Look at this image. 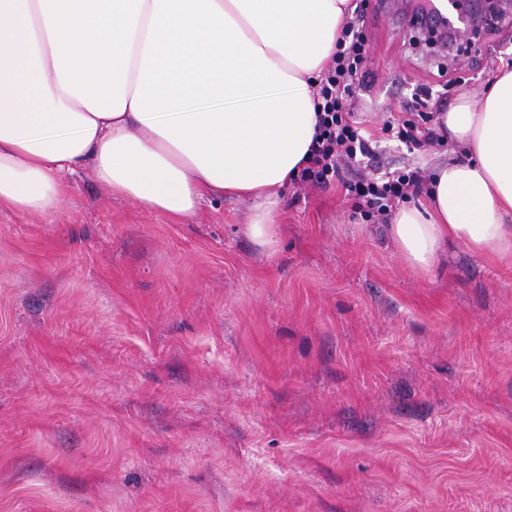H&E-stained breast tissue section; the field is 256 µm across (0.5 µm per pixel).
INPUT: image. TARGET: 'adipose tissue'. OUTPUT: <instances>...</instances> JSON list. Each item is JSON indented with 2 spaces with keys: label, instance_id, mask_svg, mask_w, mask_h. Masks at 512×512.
Returning <instances> with one entry per match:
<instances>
[{
  "label": "adipose tissue",
  "instance_id": "ef3b65f1",
  "mask_svg": "<svg viewBox=\"0 0 512 512\" xmlns=\"http://www.w3.org/2000/svg\"><path fill=\"white\" fill-rule=\"evenodd\" d=\"M350 0H0V207L53 213L68 175L190 219L249 197L271 244L273 205L308 165L311 85ZM469 153L440 165L426 208L397 209V254L433 277L450 246L512 258V71L437 120Z\"/></svg>",
  "mask_w": 512,
  "mask_h": 512
}]
</instances>
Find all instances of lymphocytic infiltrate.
<instances>
[{"mask_svg": "<svg viewBox=\"0 0 512 512\" xmlns=\"http://www.w3.org/2000/svg\"><path fill=\"white\" fill-rule=\"evenodd\" d=\"M368 7L369 0H360L336 42L330 66L317 84V133L301 177L318 185L338 180L349 195L360 201L364 220L385 224L396 203L422 192L432 174L407 165L377 175L357 166L359 158L375 155L370 138L355 120L353 107L357 88L366 85L371 76L366 65L368 36L364 27ZM415 111V106L403 105L402 119L385 121L382 131L408 150L427 153L441 137L435 129L422 126Z\"/></svg>", "mask_w": 512, "mask_h": 512, "instance_id": "f902f5d3", "label": "lymphocytic infiltrate"}]
</instances>
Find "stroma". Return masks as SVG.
<instances>
[{
  "label": "stroma",
  "instance_id": "35a3bbf8",
  "mask_svg": "<svg viewBox=\"0 0 512 512\" xmlns=\"http://www.w3.org/2000/svg\"><path fill=\"white\" fill-rule=\"evenodd\" d=\"M366 25L375 134L422 87L433 113L480 100L512 56V27L474 58ZM70 184L51 217L0 209V512H512L507 262L458 248L423 278L335 181L290 184L264 248L249 200L178 224Z\"/></svg>",
  "mask_w": 512,
  "mask_h": 512
}]
</instances>
